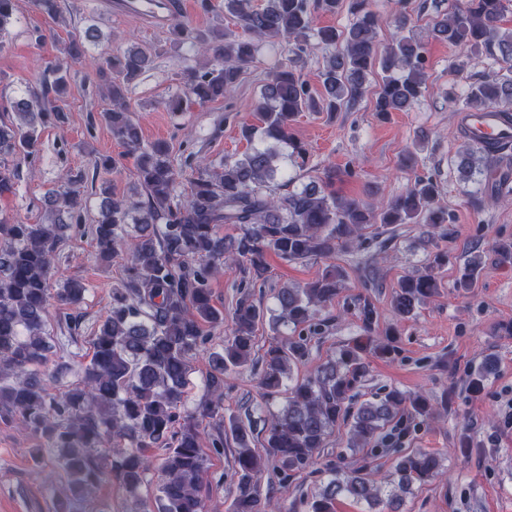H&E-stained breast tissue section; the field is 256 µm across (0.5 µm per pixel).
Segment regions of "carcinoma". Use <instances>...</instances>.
I'll use <instances>...</instances> for the list:
<instances>
[{"instance_id":"obj_1","label":"carcinoma","mask_w":512,"mask_h":512,"mask_svg":"<svg viewBox=\"0 0 512 512\" xmlns=\"http://www.w3.org/2000/svg\"><path fill=\"white\" fill-rule=\"evenodd\" d=\"M16 0H0V36L16 20ZM34 9L52 19L60 17L63 0H31ZM202 13L221 7L237 30L200 34L183 21L169 31L170 41L187 45L207 58L202 67H187L178 96L167 101L179 110L183 101L205 106L233 86L244 66L260 53L263 42L289 45L284 58L270 69L254 105V123L241 126L249 149L224 160L210 171L204 158L196 162L197 176L187 178L170 160L169 146L142 142L131 116L126 92L153 63L151 52L130 47L112 55L103 70L89 54L97 30L70 35L68 59L106 80L111 108L104 117L126 154L135 157L140 199L129 200L101 184L96 224L91 227L97 257L107 261L126 255L124 277L112 288L109 311L92 340V358L79 368L68 390L52 396L41 380L51 345L44 315L50 298L80 309L88 291L77 279H67L56 293L57 252L65 229L83 220L87 207L83 186L96 181L116 162H95L93 172H69L47 193L48 212L39 224L0 219V419L11 421L35 438L34 458L54 461L63 488L53 500L54 512H84L79 505L103 477L137 498L150 470L144 448H162L158 501L160 512H207L203 488L207 481L197 422L181 417L188 386L190 359L206 343L204 327H224V315L212 304L211 282L234 261L242 265L245 287L267 279L266 252L284 260L320 258V277L303 286L275 292V307L257 303L244 291L239 298L224 346L209 354L211 371L205 384L204 413L223 410L224 377L261 363L258 385L266 401L283 400L281 409L263 419V449L251 424L237 417L224 423L225 440L236 448V494L229 512H278V504L263 491L268 472L281 487L316 462L327 438L344 427L348 447L373 453L370 445L389 446L408 434L406 418H429L437 408L448 409V397L436 403L420 392L390 389L364 397L361 388L369 373L366 353H395L393 335H380L377 312L366 297H357L361 334L336 350L333 359L312 373L293 379L292 367L307 359L311 337L325 327L320 310L336 300L344 278L335 263L336 251L360 247L400 224L433 226L430 243L448 237L450 216L440 203L437 179L417 176L400 195L378 205L347 198L333 190L337 174L289 189L294 177L286 159H305L306 151L291 133L302 112H342L362 98L370 77L380 74L376 112L408 111L426 85L425 47L430 39L444 40L460 54H481L512 70V30L501 26L504 0H459L433 20L424 35L407 30V14L393 19V32L384 50L376 38L381 16L369 0H197ZM346 10L352 16L342 30L315 24V14ZM333 49L320 74L322 90L313 91L303 78L311 42ZM67 72L60 69L42 78L29 96L15 98L0 116V195L13 192L19 177L15 159L36 155L38 128L65 123L59 106L51 105L66 91ZM494 107L512 115V78L486 75L469 83L462 110ZM507 149L492 153L465 139L458 172L469 181L476 173L494 179L495 166ZM135 224L129 236L128 225ZM233 224L238 234L222 236L219 226ZM448 254L437 251L424 271L400 280L392 303L403 320L418 310L438 288V271ZM481 262L471 257L457 287L476 286ZM269 324L281 340L255 358L258 327ZM119 442L120 449L110 445ZM437 453L399 451L392 479L373 480L363 468L324 469L320 485L306 512H334L340 496L401 512L406 494L416 483L442 475Z\"/></svg>"}]
</instances>
